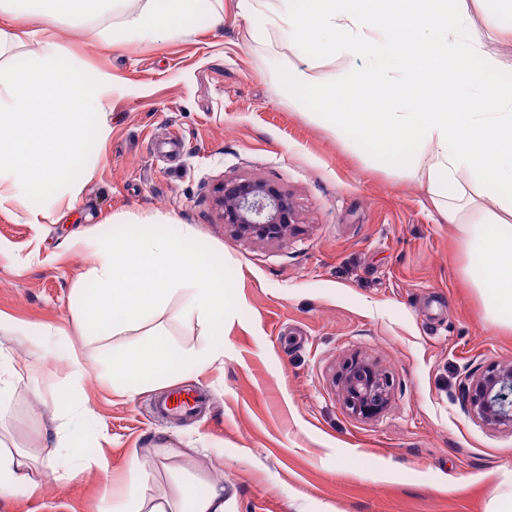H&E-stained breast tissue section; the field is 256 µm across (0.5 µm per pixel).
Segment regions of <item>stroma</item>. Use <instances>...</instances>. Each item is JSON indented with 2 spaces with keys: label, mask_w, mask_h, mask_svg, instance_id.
<instances>
[{
  "label": "stroma",
  "mask_w": 512,
  "mask_h": 512,
  "mask_svg": "<svg viewBox=\"0 0 512 512\" xmlns=\"http://www.w3.org/2000/svg\"><path fill=\"white\" fill-rule=\"evenodd\" d=\"M224 14L212 28L210 11ZM104 9L52 29L61 67L111 72L108 136L76 158V199L45 190L38 216L0 207V317L56 329L40 352L0 348L28 388L0 399V445L32 460L33 493L0 498V512H103L110 492L180 497L223 483L225 512H488L512 481V429L468 411L472 376L512 360V333L492 326L460 274L457 232L424 189L366 161L288 101L278 86L304 51L251 37L259 17L238 0H208L188 37L140 39L122 48L91 40L121 21ZM263 178L294 199L300 230L251 242L213 208L224 179ZM157 215L189 225L230 269L237 310L224 322V358L204 372L155 380L134 395L70 354L112 350L104 334L70 319L88 248L71 244L112 216ZM359 357L393 385L387 409L360 419L336 377ZM204 392L207 407L162 422L155 399ZM96 423L84 443L108 473H79L62 460L43 472L46 445L66 433L71 406ZM140 457L144 470L132 467Z\"/></svg>",
  "instance_id": "1"
}]
</instances>
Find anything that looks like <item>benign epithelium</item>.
<instances>
[{
	"instance_id": "obj_1",
	"label": "benign epithelium",
	"mask_w": 512,
	"mask_h": 512,
	"mask_svg": "<svg viewBox=\"0 0 512 512\" xmlns=\"http://www.w3.org/2000/svg\"><path fill=\"white\" fill-rule=\"evenodd\" d=\"M213 204L221 223L241 239L280 241L298 224L291 196L260 178L228 179L215 190ZM344 404L361 419H373L390 403L389 375L364 360L343 364L338 375ZM470 413L483 423L512 429V361L488 364L467 389Z\"/></svg>"
}]
</instances>
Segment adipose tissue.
<instances>
[{
	"label": "adipose tissue",
	"instance_id": "obj_1",
	"mask_svg": "<svg viewBox=\"0 0 512 512\" xmlns=\"http://www.w3.org/2000/svg\"><path fill=\"white\" fill-rule=\"evenodd\" d=\"M105 41L189 33L205 0H154L128 9ZM262 16L253 37L309 48L307 71L289 69L288 98L312 121L425 188L456 227L462 277L487 320L512 331V80L472 31L466 0H239ZM58 43L37 40L32 64L0 67V184L32 213L45 187L61 183L88 133L106 138L112 75L60 70ZM338 61L341 74L327 72Z\"/></svg>",
	"mask_w": 512,
	"mask_h": 512
}]
</instances>
